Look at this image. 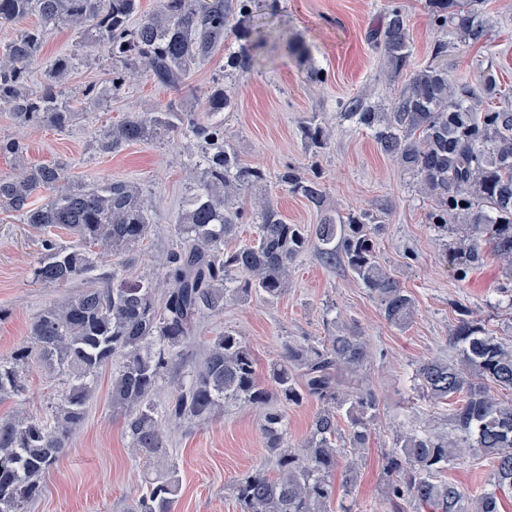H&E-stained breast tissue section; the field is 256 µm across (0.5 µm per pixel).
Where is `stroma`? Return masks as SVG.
Returning <instances> with one entry per match:
<instances>
[{"instance_id":"obj_1","label":"stroma","mask_w":512,"mask_h":512,"mask_svg":"<svg viewBox=\"0 0 512 512\" xmlns=\"http://www.w3.org/2000/svg\"><path fill=\"white\" fill-rule=\"evenodd\" d=\"M391 1L252 0V24L296 41L305 48V56H284L272 45L256 47L254 34L233 28L227 31L223 48L195 65L189 78L194 96L180 99L144 76L132 79L121 94L83 99L86 85L102 87L108 80L104 53L80 31L60 26L47 31L30 85L44 84L47 66L57 55H74L76 67L65 89L78 99L80 119L65 130L32 128L15 121L8 110H0V139L25 146L22 157L0 156V175L60 163L70 182L131 180L152 201L154 231L133 253L130 275L135 279L157 278L175 241L176 214L195 183L200 151L193 141L171 134L102 155L96 149L98 136L132 112H163L174 100L186 109L202 107L228 71L231 55L247 67L232 72L235 86L232 107L223 114L224 133L242 163L266 175L265 182L240 197V205L250 207L254 199L263 197L288 223H318L317 210L278 182L280 172L292 165L302 176L319 175L327 204L340 213L385 214L377 233L380 260L416 302L415 317L406 329L388 324L367 289L344 267L325 265L311 250L296 261L283 297L229 302L223 314L201 323L197 335L202 341L225 330L238 332L263 374L278 360L285 342L326 336L328 320L361 329L370 351L367 376L381 411L357 481L347 495L353 512H395L384 496L383 467L397 430L448 431L449 406L424 398L414 373L421 359L450 356L454 304L487 321L503 341L512 340V310L494 307L504 284L496 261L485 262L468 281L458 282L445 257L450 235L427 221L431 197L420 193L413 177L380 151L369 132L339 117L342 102L349 98L360 95L386 108L404 90L405 77L381 78L383 57L368 39ZM395 1L406 16L414 66L437 62L447 66L454 80L473 85L484 73L493 72L500 92L491 98V105L512 108V0H483L481 10L491 25V39L482 48L464 43L451 28L431 26L426 0ZM438 43L448 46L440 58L434 55ZM312 66L324 71V83H307ZM310 119L330 134L324 148H310L301 134L302 122ZM38 253L34 231L15 214L1 211L0 356L26 341L40 309L70 293L66 287L32 281L30 267ZM111 381V369L102 370L84 426L44 476L43 495L29 512H128L144 476L172 463L180 479L175 512H238L233 482L267 456L258 411L233 404L208 423L171 429L167 456L148 461L130 448L121 418L112 414ZM26 384L24 398L0 402V416L18 411L45 414L65 379L50 378L35 359L26 370ZM491 474L489 459L464 456L449 462L443 477L477 495L489 489Z\"/></svg>"}]
</instances>
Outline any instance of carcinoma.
<instances>
[{
    "instance_id": "carcinoma-1",
    "label": "carcinoma",
    "mask_w": 512,
    "mask_h": 512,
    "mask_svg": "<svg viewBox=\"0 0 512 512\" xmlns=\"http://www.w3.org/2000/svg\"><path fill=\"white\" fill-rule=\"evenodd\" d=\"M479 5V0H428L430 22L450 26L466 43L481 47L490 27ZM249 6L250 0H162L157 12L136 22L138 0H0V23L20 25L0 47V108L20 124L60 130L74 125L78 112L62 90L73 58L54 60L43 89L28 86L43 33L60 25L87 29L112 59L113 93L126 86L132 70L189 93L192 68L224 43L235 14L249 20ZM30 17L37 26L23 25ZM371 40L381 50L386 73L407 76L405 89L388 110L353 97L341 117L369 131L436 201L429 223L452 234L447 259L456 279L465 281L485 261L495 260L508 281L498 304L512 310V109L480 111L477 90L454 82L447 66H413L409 28L397 5L387 10ZM231 101V91L220 87L208 97L206 116L173 106L137 112L107 127L98 140L103 154L169 133L200 147L196 184L176 217L175 245L161 263V288L126 274L135 248L153 232L152 205L135 183L74 185L56 163L0 176V209L38 234L41 253L31 266L33 280L58 287L87 282L42 309L28 340L0 357V400L23 397L24 371L35 357L48 375L67 378L47 417H0V512H27L41 498L42 477L83 427L97 377L115 359L112 414L123 419L130 447L142 457L168 448L171 426L205 423L228 404L251 406L260 413L269 460L234 483L240 512H353L345 500H336V471L343 488L355 484L357 453L367 447L380 415L364 372L369 349L362 332L333 321L317 341L286 343L264 377L250 346L232 331L205 340L195 353L188 346L201 320L223 313L228 301L254 294L282 297L293 263L313 246L326 264L350 271L388 324L407 328L416 304L380 262L381 214L343 215L326 208L320 178L304 177L291 166L279 176L288 192L320 212L316 224H290L266 202L251 209L238 205L236 198L265 175L240 162L224 137V121L212 119ZM301 132L315 148L327 144L325 130L311 121ZM41 190L49 195L37 204L34 196ZM243 224L255 225L254 239L226 248ZM59 230L72 241L60 243ZM102 248L121 257L109 271L97 265ZM449 346L455 356L422 360L414 380L430 400L450 402L451 430L444 436L417 429L396 433L386 457V497L397 507L413 502L431 512H499L496 490L512 489V344L462 309ZM168 375L174 394L158 404L155 392ZM308 401L319 409L296 451L286 441L284 407ZM340 418L347 422L344 432ZM458 451L492 459L494 489L472 496L441 479ZM178 495V472L171 467L145 480L129 512H174Z\"/></svg>"
}]
</instances>
